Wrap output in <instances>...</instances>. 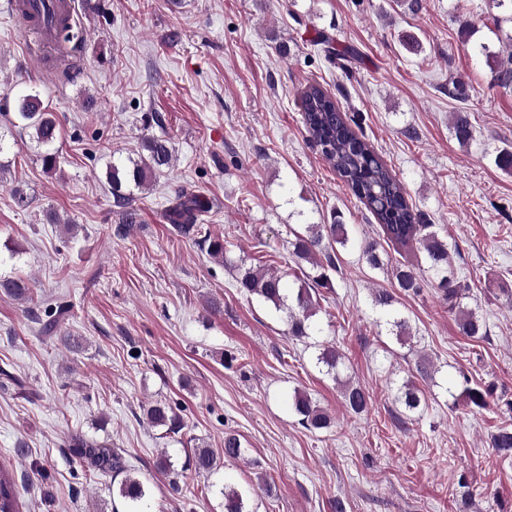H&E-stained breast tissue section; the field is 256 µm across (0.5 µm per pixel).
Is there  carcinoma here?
<instances>
[{
    "instance_id": "obj_1",
    "label": "carcinoma",
    "mask_w": 512,
    "mask_h": 512,
    "mask_svg": "<svg viewBox=\"0 0 512 512\" xmlns=\"http://www.w3.org/2000/svg\"><path fill=\"white\" fill-rule=\"evenodd\" d=\"M507 57L503 51L495 52L490 43L479 42L475 50L488 59L496 60L492 68V83L504 90L512 91V35L508 36ZM320 43L327 52L336 57V64L349 72L353 65L362 61L360 53L346 47L343 50L333 48V38L324 36ZM302 119L308 140L319 147L322 156L331 164L336 175L353 192L365 208L377 220L379 240L361 245L362 259L373 269L386 272L392 278L395 287L404 293L416 294L421 283L415 261V251L424 254L428 268L432 273L435 288L448 303V311L455 315L459 332L469 338L484 336L483 321L476 310L463 303L468 285L461 282L451 269V246L448 239L439 235L430 224L426 215L415 208L409 200L404 183L392 168L376 153L366 141L363 128L353 118L343 112L338 103L324 88L311 83L300 96ZM9 126L26 132L36 145L44 148L41 155L43 165L50 171L56 168L57 156L50 147L57 139L59 124L54 113L48 111L40 94L31 91L17 97L14 113L3 112ZM452 132L462 145L473 139L472 126L464 113H456L452 122ZM144 153L136 159L126 162H112L107 166L106 177L112 185L113 204L124 210L127 224L136 223L137 213L132 208L134 191L142 189L148 180L168 167L172 160V148L169 138L151 136L145 139ZM203 203L194 196L184 193L177 196L174 205L169 208L168 217L181 233L194 235L202 232L198 224L203 212ZM352 243L349 229L336 218L331 222L306 225L305 233H297L288 242L289 251L300 261L311 265V271L302 272L295 277L301 281L298 288H286L283 275L266 268L249 267L240 272L237 287L249 297L285 314L287 333L295 338H307L314 330L311 318L317 309L312 302L310 291L332 287L330 272L336 269L338 261L337 247L345 248ZM391 247L401 256L395 260L386 247ZM0 290L17 299L34 301V292L30 282L19 277H0ZM375 305L389 309L387 324L389 332L397 343H410L409 321L392 310L394 298L386 290H379L374 296ZM42 310L34 312L40 325V333L52 335L61 330L70 304L59 297H47L40 301ZM317 363L327 368V373L340 380L339 366L343 357L333 346H325L317 355ZM462 390L459 398L477 410H487L499 404L495 395V385L471 384L467 374L459 373ZM345 408L353 413L367 409V392L347 383L341 389ZM396 400L405 412H417L425 401L423 390L413 381L403 382L396 390ZM291 408L299 416V423L307 429H325L331 424V417L304 392L294 391ZM146 419L154 426L167 428L169 433H177L184 423L174 409L157 402L146 410ZM492 447L504 462L512 461V429L500 427L492 436ZM72 457L88 465L93 471L125 474L119 488V494L128 504V512H144L141 504L146 498L143 483L127 473V465L121 451L112 447L108 439L98 440L83 433L70 437L68 443ZM245 450L237 435L224 436V459L237 461L244 458ZM195 471L199 475H209L217 469L212 452L204 447L194 448ZM224 512H248L246 504L249 490L224 488ZM0 512H20L17 486L12 476L8 459L0 460Z\"/></svg>"
}]
</instances>
